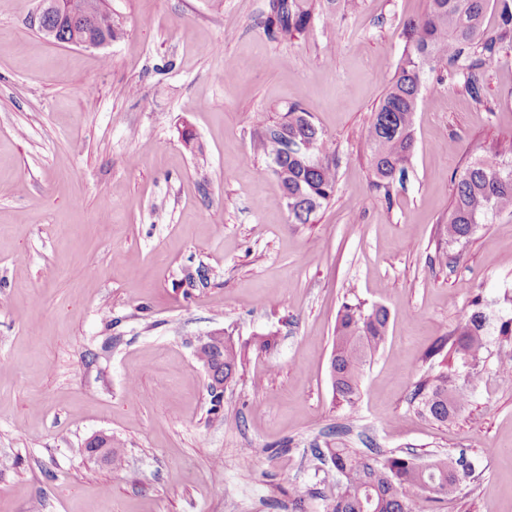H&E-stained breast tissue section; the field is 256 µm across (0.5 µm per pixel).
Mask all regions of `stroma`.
<instances>
[{
	"label": "stroma",
	"mask_w": 512,
	"mask_h": 512,
	"mask_svg": "<svg viewBox=\"0 0 512 512\" xmlns=\"http://www.w3.org/2000/svg\"><path fill=\"white\" fill-rule=\"evenodd\" d=\"M273 2L109 0L122 33L91 48L0 0V512H323L329 444L480 459L423 512H512V336L448 422L410 401L474 299L512 318V217L448 240L455 181L512 162V49L483 103L428 80L387 199L361 140L430 0H314L292 36ZM292 104L338 162L309 224L253 149ZM346 302L390 312L353 408L329 375ZM218 330L246 350L216 418L194 347ZM98 432L122 469L80 455Z\"/></svg>",
	"instance_id": "stroma-1"
}]
</instances>
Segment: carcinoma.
I'll return each mask as SVG.
<instances>
[{
	"label": "carcinoma",
	"mask_w": 512,
	"mask_h": 512,
	"mask_svg": "<svg viewBox=\"0 0 512 512\" xmlns=\"http://www.w3.org/2000/svg\"><path fill=\"white\" fill-rule=\"evenodd\" d=\"M93 30L109 32L114 16L103 0H87ZM489 0H430L428 13L405 25L404 57L387 91L373 112L363 145L375 176L373 186L390 198L393 182L404 176L414 148L412 118L422 100L421 90L429 73L437 82L463 77L471 97L481 101L482 64L495 58L506 43L512 44V0H497L499 26L484 25ZM274 18L267 30L292 36L303 33L312 18L307 0H276ZM313 142L308 151L304 144ZM256 148L269 160L288 204L293 224H308L336 191V158L327 151L321 132L310 113L289 106L280 118L265 122L257 134ZM508 214L512 216V168L487 157L468 167L454 184L448 215V241L470 238L477 225ZM386 307L368 310L344 303L336 323V397L351 406L368 358L383 342L389 324ZM490 317L480 298L463 314L453 334L440 348H448L457 369H472L483 361L489 342ZM202 364L211 365L230 382L241 364V349L224 335V360L201 353ZM412 401L419 412L435 421L452 418L465 401L454 388L452 376L441 373L416 385ZM332 469L323 482L336 488L326 499L324 512H416L420 497L439 501L454 494L463 478L475 471V463L449 457L420 461L414 455L364 454L354 448H327Z\"/></svg>",
	"instance_id": "obj_1"
}]
</instances>
